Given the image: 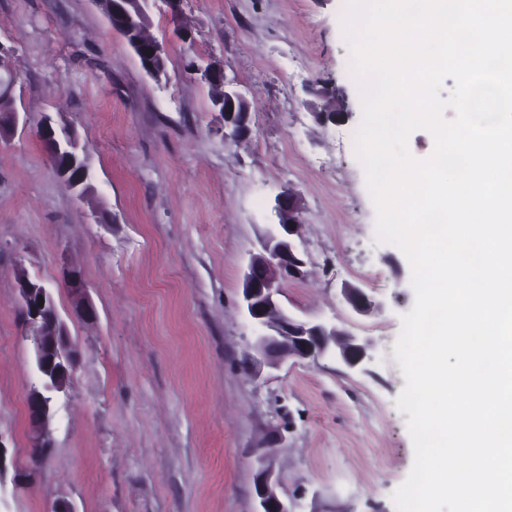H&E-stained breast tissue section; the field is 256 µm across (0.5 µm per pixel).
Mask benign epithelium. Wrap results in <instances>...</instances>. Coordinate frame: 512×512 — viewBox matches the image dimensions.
I'll list each match as a JSON object with an SVG mask.
<instances>
[{
  "mask_svg": "<svg viewBox=\"0 0 512 512\" xmlns=\"http://www.w3.org/2000/svg\"><path fill=\"white\" fill-rule=\"evenodd\" d=\"M107 19H119L127 23L142 22L149 17L150 4H162L170 14H175L180 0H95ZM196 79L210 83L216 78L224 81V97L215 101L213 110L232 116L235 104L245 100L234 82L227 78L224 65L208 63L194 69ZM49 154L54 157L77 158L82 165V183L93 177L89 159L80 145L75 131L65 125L54 126L46 115L41 122ZM274 210L279 222L269 230L261 251L251 255L241 288V307L244 315L255 327L252 366L277 368L282 363L318 359H338L350 368H356L367 358V345L352 338L338 339L336 326L324 322L300 320L286 313L280 303L285 280L304 277L308 264L307 253L295 242L297 225L302 223V210L297 196L289 189L275 198ZM62 281L70 290L80 295L84 290L81 271L74 266L62 270ZM349 304L358 312L374 307V302L360 289L344 290ZM18 301L25 316L26 339L34 349L35 382L28 391L32 408L28 418L37 446L51 445L50 420L60 394L66 386L52 371L58 363L65 366L74 356V347L67 338V330L56 307L53 293L40 280L27 276L18 278ZM278 483L273 471L261 466L255 475V493L259 503L257 512H297V503L284 499L277 491Z\"/></svg>",
  "mask_w": 512,
  "mask_h": 512,
  "instance_id": "benign-epithelium-1",
  "label": "benign epithelium"
}]
</instances>
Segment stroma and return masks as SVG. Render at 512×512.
I'll return each instance as SVG.
<instances>
[{
	"label": "stroma",
	"instance_id": "stroma-1",
	"mask_svg": "<svg viewBox=\"0 0 512 512\" xmlns=\"http://www.w3.org/2000/svg\"><path fill=\"white\" fill-rule=\"evenodd\" d=\"M346 0H182L150 10L168 47L155 81L95 0H0L20 121L0 142V440L21 481L0 485V512H257L254 475L273 467L304 512H396L414 449L394 344L415 301L411 269L377 241L376 212L352 133L362 101L343 28ZM223 62L245 95L252 132L211 134L218 115L191 68ZM348 120L319 117L323 84ZM72 126L93 172L86 198L52 168L37 130ZM301 199L303 279L280 302L304 321L369 341L354 369L321 359L253 375L255 330L243 274L283 190ZM81 270L94 319L60 280ZM48 284L78 350L52 445L32 455L26 392L33 349L20 275ZM358 288L375 303L346 301Z\"/></svg>",
	"mask_w": 512,
	"mask_h": 512
}]
</instances>
